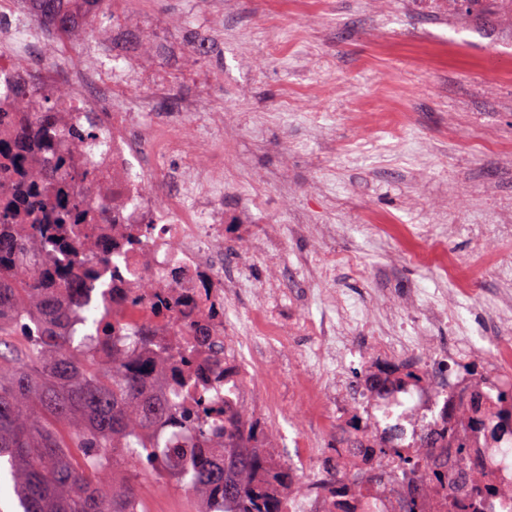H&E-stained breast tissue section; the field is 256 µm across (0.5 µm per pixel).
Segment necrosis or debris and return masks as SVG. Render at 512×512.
I'll return each mask as SVG.
<instances>
[{
	"label": "necrosis or debris",
	"mask_w": 512,
	"mask_h": 512,
	"mask_svg": "<svg viewBox=\"0 0 512 512\" xmlns=\"http://www.w3.org/2000/svg\"><path fill=\"white\" fill-rule=\"evenodd\" d=\"M53 36L27 0H0V208H19L0 237L25 238L35 254L51 252L57 274L42 285L67 311L69 330L81 333L87 305L105 323L123 312L128 332L157 337L174 350L192 342L194 373L207 377L209 343L224 332V305L234 299L240 277L224 270V166L205 161L204 150L185 140L181 120L201 119L213 98L200 91L182 100L177 121L143 119L126 109L137 73L106 64L91 47L74 53L54 45L49 56L37 55L36 46ZM95 134L102 145L92 144ZM177 154L184 163L168 169L167 158ZM33 189L48 191V211L65 209L72 219L32 231L39 218L19 202ZM399 232L415 258H432L469 293L447 241L424 246L411 228ZM104 252L111 260L98 264ZM312 332L307 361L338 364L364 352L360 337L340 335L333 314ZM293 334L271 308L255 309L250 335L237 343L246 369L262 353L289 346ZM409 357L426 370L422 386L401 389L395 376H381L370 364L347 389V404L365 410L367 422L358 428L325 414L335 387L308 388L298 445L310 463L289 486L282 512H472L465 486L473 479L512 485V430L486 438L471 415L474 404L490 408L499 392L512 391V338L497 337L492 350L482 352L462 336L455 350H413ZM392 418L400 421L404 446L421 460L419 469L405 471L395 459L369 455ZM423 433L433 438L432 447H419ZM328 436L342 443L329 458L318 448ZM462 448L469 465L452 474L464 485L452 509L429 473L452 467Z\"/></svg>",
	"instance_id": "1"
}]
</instances>
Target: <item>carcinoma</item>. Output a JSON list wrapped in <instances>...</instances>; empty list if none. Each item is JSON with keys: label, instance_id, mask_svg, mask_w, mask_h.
I'll return each instance as SVG.
<instances>
[{"label": "carcinoma", "instance_id": "obj_1", "mask_svg": "<svg viewBox=\"0 0 512 512\" xmlns=\"http://www.w3.org/2000/svg\"><path fill=\"white\" fill-rule=\"evenodd\" d=\"M61 0H33L38 21L69 32L70 20ZM53 274L41 255H31L20 240H0V464L8 466L20 512H143L139 475L150 468L159 479L173 477L199 497L211 501L213 512H281L288 488V464L268 452L270 426L238 401V385L224 372V441L211 445L206 411L192 412L188 403L202 404L206 393L184 376L180 385L190 393L162 398L146 386L145 353L156 367L174 359L166 347L147 336H125L122 317L112 315V335L124 340L112 346V358L102 359L92 348L103 325L86 315L90 332L77 338L64 330L66 312L54 297L40 293L27 263ZM42 316L41 335L15 351L14 316L29 308ZM426 372L414 364L400 369L403 384L417 386ZM185 426L201 447L181 460L182 449L161 444L165 428ZM380 456L402 465L414 464L403 446V432L389 429ZM112 469V485L99 474ZM512 499V487L495 489L477 481L471 504L491 494Z\"/></svg>", "mask_w": 512, "mask_h": 512}]
</instances>
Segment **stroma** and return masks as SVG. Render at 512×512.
<instances>
[{
	"label": "stroma",
	"instance_id": "35a3bbf8",
	"mask_svg": "<svg viewBox=\"0 0 512 512\" xmlns=\"http://www.w3.org/2000/svg\"><path fill=\"white\" fill-rule=\"evenodd\" d=\"M312 9L305 15L303 0H239L230 13L224 0H115L129 26L124 38L113 40L108 18L67 38L76 49L98 44L113 66L139 68L147 76L140 96L155 79L178 98L207 87L234 128L230 136L189 126L185 135L224 163V234L236 243L224 266L246 271L224 316L225 339L248 335L252 311L269 302L298 326L293 348L268 357L250 380L255 393L301 372L310 339L299 322L322 311L289 299V287L323 283L359 303L352 335H387L394 320L418 347L428 336L447 343L452 319L489 346L500 330L484 306L512 289L494 267L512 264V236L495 222L512 208L503 151L512 145V84L495 79L512 71L501 16L438 0H387L381 20L372 0H312ZM362 112L376 123L368 136L357 128ZM488 130L496 144L478 145ZM452 191L466 208L448 246L472 269L479 306L435 264L408 259L401 237L376 230L412 225L436 237ZM261 225L273 228L277 261L248 245ZM483 240L491 256L481 254ZM268 420L277 454L294 458L296 402L281 398ZM140 485L149 512H195L194 498L164 481L145 474Z\"/></svg>",
	"mask_w": 512,
	"mask_h": 512
}]
</instances>
